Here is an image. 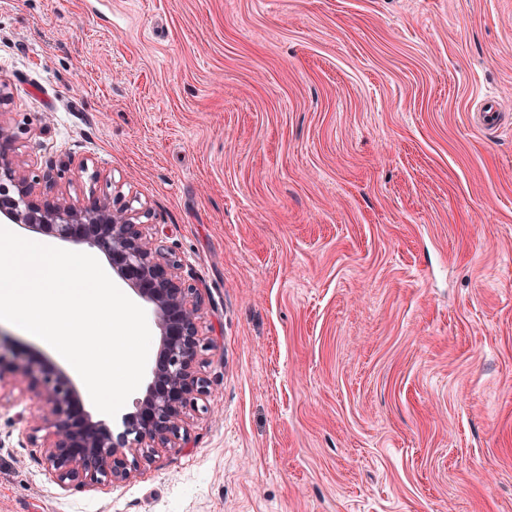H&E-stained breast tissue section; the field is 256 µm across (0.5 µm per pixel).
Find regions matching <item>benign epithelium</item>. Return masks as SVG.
Segmentation results:
<instances>
[{
	"label": "benign epithelium",
	"mask_w": 512,
	"mask_h": 512,
	"mask_svg": "<svg viewBox=\"0 0 512 512\" xmlns=\"http://www.w3.org/2000/svg\"><path fill=\"white\" fill-rule=\"evenodd\" d=\"M0 216L103 252L113 271L153 306L161 332L146 395L136 413L123 417L118 433L102 421L91 420L67 375L29 359L14 362V371L31 378L37 388L40 418L51 425L43 439L47 467L68 484L123 482L155 449L187 444V411L208 393V381L201 372L204 303L182 276L178 261L136 224L140 212L101 200L89 207L64 198L49 200L0 148Z\"/></svg>",
	"instance_id": "obj_1"
}]
</instances>
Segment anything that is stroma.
Wrapping results in <instances>:
<instances>
[{
	"mask_svg": "<svg viewBox=\"0 0 512 512\" xmlns=\"http://www.w3.org/2000/svg\"><path fill=\"white\" fill-rule=\"evenodd\" d=\"M0 91L45 196L180 261L209 381L76 486L0 370V512H512V0H0Z\"/></svg>",
	"mask_w": 512,
	"mask_h": 512,
	"instance_id": "obj_1",
	"label": "stroma"
}]
</instances>
